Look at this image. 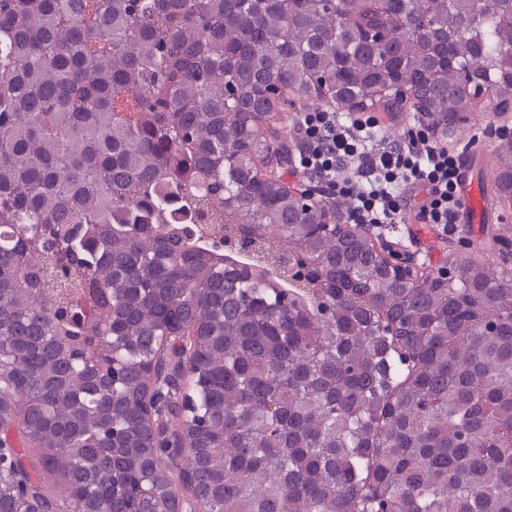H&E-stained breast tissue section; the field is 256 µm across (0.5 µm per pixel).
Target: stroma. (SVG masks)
<instances>
[{"mask_svg": "<svg viewBox=\"0 0 512 512\" xmlns=\"http://www.w3.org/2000/svg\"><path fill=\"white\" fill-rule=\"evenodd\" d=\"M495 122L489 112L469 114L456 136L446 143L448 150L459 155L463 181L475 184L482 195L480 222H473L470 213L463 209L453 232L448 234L436 225L420 223L419 210L426 194L423 190L408 188L402 194L401 223L382 227L388 239L418 251L434 267L440 266L449 253L463 252L477 255L492 270H499L489 242L495 236L512 237V201L502 199L495 191L496 143L485 135Z\"/></svg>", "mask_w": 512, "mask_h": 512, "instance_id": "obj_1", "label": "stroma"}]
</instances>
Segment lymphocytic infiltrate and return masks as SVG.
Masks as SVG:
<instances>
[{"label": "lymphocytic infiltrate", "mask_w": 512, "mask_h": 512, "mask_svg": "<svg viewBox=\"0 0 512 512\" xmlns=\"http://www.w3.org/2000/svg\"><path fill=\"white\" fill-rule=\"evenodd\" d=\"M298 130L304 144L299 170L323 183L329 197L351 201L355 223H397L401 188L418 186L427 192L419 212L422 223L453 231L463 206L454 152L436 147L424 136L409 149L373 148L378 132L371 117L344 123L326 109L301 113ZM347 161L355 166L354 176L340 173Z\"/></svg>", "instance_id": "obj_1"}]
</instances>
